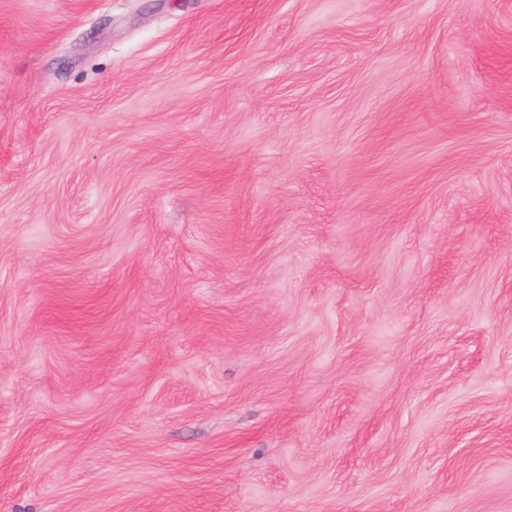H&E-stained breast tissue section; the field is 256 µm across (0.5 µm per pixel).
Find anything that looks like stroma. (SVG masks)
<instances>
[{"label":"stroma","instance_id":"35a3bbf8","mask_svg":"<svg viewBox=\"0 0 512 512\" xmlns=\"http://www.w3.org/2000/svg\"><path fill=\"white\" fill-rule=\"evenodd\" d=\"M0 512H512V0H0Z\"/></svg>","mask_w":512,"mask_h":512}]
</instances>
